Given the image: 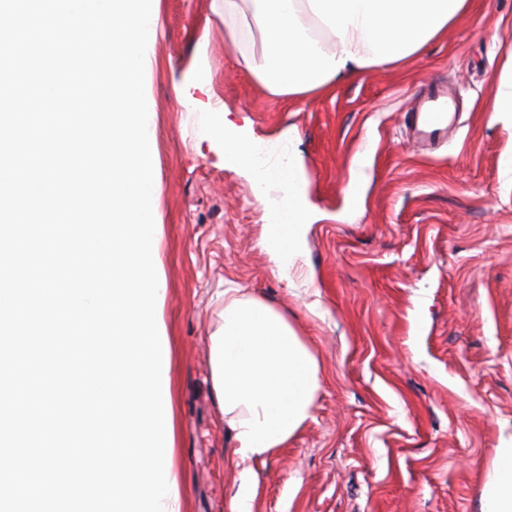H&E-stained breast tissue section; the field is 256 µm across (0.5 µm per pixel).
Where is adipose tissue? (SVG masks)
Returning a JSON list of instances; mask_svg holds the SVG:
<instances>
[{
  "instance_id": "adipose-tissue-1",
  "label": "adipose tissue",
  "mask_w": 512,
  "mask_h": 512,
  "mask_svg": "<svg viewBox=\"0 0 512 512\" xmlns=\"http://www.w3.org/2000/svg\"><path fill=\"white\" fill-rule=\"evenodd\" d=\"M469 0H212L224 41L273 99L297 102L357 71L399 65L447 32ZM257 30L261 47L249 46ZM231 159L282 192L266 227L267 252L282 278L301 255L304 177L282 159L257 160V142L236 127H214ZM209 336L211 384L235 446L240 484L227 512H253L254 465L307 422L320 388L319 362L287 316L240 288L220 295ZM482 512H512V444L497 449L483 486Z\"/></svg>"
}]
</instances>
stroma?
<instances>
[{
  "label": "stroma",
  "mask_w": 512,
  "mask_h": 512,
  "mask_svg": "<svg viewBox=\"0 0 512 512\" xmlns=\"http://www.w3.org/2000/svg\"><path fill=\"white\" fill-rule=\"evenodd\" d=\"M145 70L172 344L182 512H226L239 475L211 386L208 336L225 283L287 315L320 364L311 419L257 463L254 512H481L512 441V0H471L398 66L300 102L269 99L224 42L211 0H157ZM460 91L445 143L406 114L429 84ZM286 140L307 213L291 278L264 247L271 211L209 124ZM364 159V205L349 214Z\"/></svg>",
  "instance_id": "obj_1"
}]
</instances>
